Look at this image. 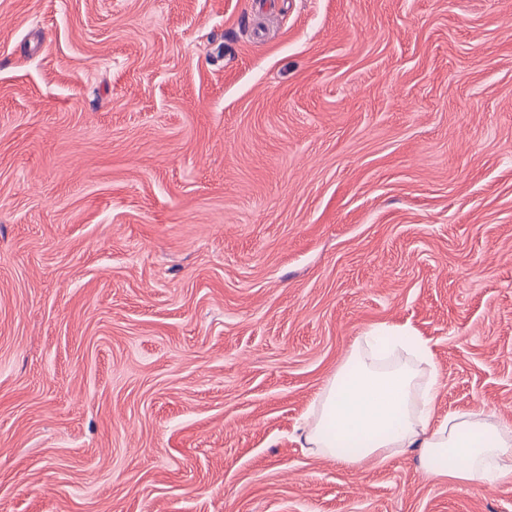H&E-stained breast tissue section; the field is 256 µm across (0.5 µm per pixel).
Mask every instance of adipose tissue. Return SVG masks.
Returning a JSON list of instances; mask_svg holds the SVG:
<instances>
[{
	"label": "adipose tissue",
	"instance_id": "ef3b65f1",
	"mask_svg": "<svg viewBox=\"0 0 512 512\" xmlns=\"http://www.w3.org/2000/svg\"><path fill=\"white\" fill-rule=\"evenodd\" d=\"M440 388L427 340L405 325H370L321 390L300 438L345 467L412 452L432 477L511 481L512 425L481 411L438 416Z\"/></svg>",
	"mask_w": 512,
	"mask_h": 512
}]
</instances>
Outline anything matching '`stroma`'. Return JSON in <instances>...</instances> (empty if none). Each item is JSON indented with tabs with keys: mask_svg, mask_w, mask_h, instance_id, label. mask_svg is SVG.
Wrapping results in <instances>:
<instances>
[{
	"mask_svg": "<svg viewBox=\"0 0 512 512\" xmlns=\"http://www.w3.org/2000/svg\"><path fill=\"white\" fill-rule=\"evenodd\" d=\"M382 322L512 425V0H0V512H512L301 446Z\"/></svg>",
	"mask_w": 512,
	"mask_h": 512,
	"instance_id": "35a3bbf8",
	"label": "stroma"
}]
</instances>
